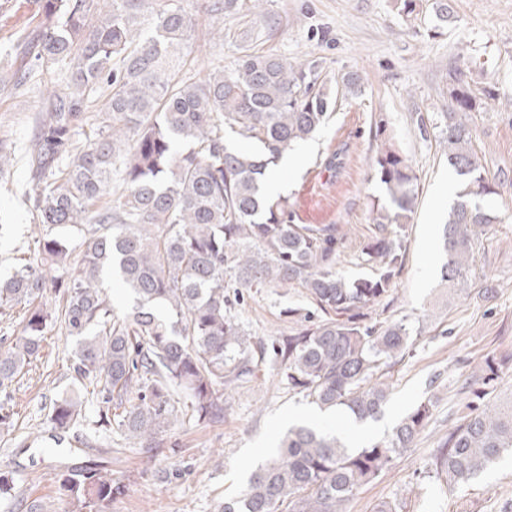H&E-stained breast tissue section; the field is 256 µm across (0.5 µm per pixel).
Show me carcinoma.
Returning <instances> with one entry per match:
<instances>
[{
    "instance_id": "carcinoma-1",
    "label": "carcinoma",
    "mask_w": 512,
    "mask_h": 512,
    "mask_svg": "<svg viewBox=\"0 0 512 512\" xmlns=\"http://www.w3.org/2000/svg\"><path fill=\"white\" fill-rule=\"evenodd\" d=\"M265 0H196V13L255 20ZM37 31L27 67L0 78V91L57 78L42 98L25 164L29 201L43 233L26 264L0 280V306L27 304L21 336L0 351V388L36 357L56 319L76 338L75 371L107 393L100 420L152 441L178 420L173 393L200 419L224 418V390L251 375L256 350L231 313L226 279L240 288H304L325 315L273 347L288 385L335 415L375 421L389 400L381 365L422 333L408 320L371 323L375 304L401 272L418 176L388 145L372 160L383 195L372 202L374 234L360 243L369 272L347 275L337 257L347 237L336 224H295L284 197L264 189L266 172L326 124L332 90L314 62L256 51L235 72L184 76L195 18L182 0H33ZM452 89L438 144L456 176L440 235L442 281L463 290L475 242L501 221L497 194L473 145L477 108L465 66ZM249 149L233 146L226 134ZM123 189L113 195V176ZM81 235L80 253L56 229ZM63 270L62 279L48 275ZM115 275L134 305L119 314L104 276ZM65 288L61 312L40 302ZM430 400L384 437L351 448L336 429L295 426L222 512H345L358 489L413 444ZM82 404L63 398L51 419L64 431ZM512 451V398L465 417L448 433L435 467L455 487ZM77 512H112L122 494L97 467L63 475Z\"/></svg>"
}]
</instances>
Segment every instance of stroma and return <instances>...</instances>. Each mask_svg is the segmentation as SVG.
<instances>
[{
    "mask_svg": "<svg viewBox=\"0 0 512 512\" xmlns=\"http://www.w3.org/2000/svg\"><path fill=\"white\" fill-rule=\"evenodd\" d=\"M453 19L433 27L431 7L414 20L401 16L394 0H268L253 28L276 23L274 39H258L265 51L291 61L318 60L322 76L337 87L349 73L362 78L358 95L338 93L330 119L295 153L297 163L283 172L295 223L337 224L348 238L338 267L358 273L360 241L373 232L371 206L380 188L371 160L393 144L411 162L420 183L418 205L408 226L405 264L392 292L373 310L375 320L422 321L421 335L405 355L387 367L391 395L379 423L381 432L418 403L432 400V415L411 448L362 486L346 512H375L384 502L402 512H512V456L504 455L476 479L454 488L435 474L438 451L451 427L469 411L476 390L483 404L512 397V0H450ZM38 24L30 0H11L0 11V75L20 65L21 30ZM191 77L215 70L233 73L242 52L238 41L189 42ZM470 69L475 93L491 90L490 108L469 113L475 148L489 179L502 193L492 203L502 217L490 225L475 253V276L465 292L440 279L441 218L455 199V178L441 154L436 130L420 133L417 114L437 120L452 87L450 71ZM36 86L0 92V139L15 149L12 167L0 178V217L10 224L0 236V278L11 275L34 249V221L26 195L29 174L23 155L40 110ZM338 156L339 165L325 163ZM299 287L245 288L232 312L255 342L271 347L314 313ZM75 341L59 324L50 326L40 354L24 375L0 389V410L12 424L0 429V471L16 486L0 497V512H21L32 500L63 512L64 472L99 466L122 486L112 512H219L236 497L248 476L275 451L288 428L327 424L316 405L289 387L283 369L266 355L254 374L224 398V419L214 423L191 416L160 433L154 447H141L119 430L101 426L100 394L75 378ZM501 368L490 385L481 370L487 360ZM78 391L82 417L66 433L51 421L56 400Z\"/></svg>",
    "mask_w": 512,
    "mask_h": 512,
    "instance_id": "1",
    "label": "stroma"
}]
</instances>
